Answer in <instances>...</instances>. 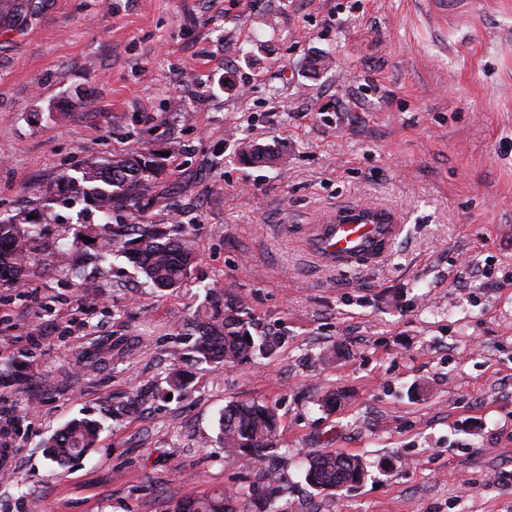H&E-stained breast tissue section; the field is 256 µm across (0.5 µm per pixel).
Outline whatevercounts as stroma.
<instances>
[{
  "label": "stroma",
  "instance_id": "stroma-1",
  "mask_svg": "<svg viewBox=\"0 0 512 512\" xmlns=\"http://www.w3.org/2000/svg\"><path fill=\"white\" fill-rule=\"evenodd\" d=\"M38 2L0 35V217L39 218L27 277L0 287V365L27 366L0 386L14 451L0 512H169L235 493L256 471L218 440L232 401L277 414L289 512H512V0ZM246 144L284 160L242 164ZM149 150L166 160L141 220L198 253L173 292L126 257L98 261L75 235L100 213L57 190ZM361 206L391 212L399 236L376 265L324 266L317 225ZM207 284L284 346L183 362L185 390L113 421L112 401L163 384ZM101 336L120 353L79 366ZM75 417L99 421V440L61 474L41 443ZM338 449L365 479L310 488L298 455Z\"/></svg>",
  "mask_w": 512,
  "mask_h": 512
}]
</instances>
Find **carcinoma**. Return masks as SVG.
<instances>
[{
	"mask_svg": "<svg viewBox=\"0 0 512 512\" xmlns=\"http://www.w3.org/2000/svg\"><path fill=\"white\" fill-rule=\"evenodd\" d=\"M36 10L33 0H0V30L20 29ZM279 158L271 148L252 145L239 153L245 165L263 166ZM160 164L152 152L120 156L92 162L81 176L59 179L57 189L80 198L107 219L103 224L85 226L83 235L93 239L98 259L107 261L121 254L134 265L152 287L174 291L187 282L194 271L197 255L194 241L180 232L171 233L156 224H112L114 210L134 208L147 188L149 178ZM35 224L28 218L0 219V284L18 283L25 276L34 256ZM191 344L190 360L196 364L222 363L236 366L256 357H267L284 343L285 333L265 328L246 311L240 300L213 288L205 289L203 306L186 323L183 333ZM94 364L112 361V338L89 347ZM162 390L150 383L141 385L126 401L112 403V419L122 420L149 401L186 389L187 374L173 369ZM219 440L227 456L244 466L264 461L266 452L280 441V423L273 409L260 404L229 403L218 419ZM99 425L87 418L73 419L50 436L44 444L51 463L64 468L86 455L97 439ZM306 483L318 490L337 489L361 482L366 466L361 457L344 451L309 452L302 462ZM270 503L284 494V481L274 470L265 472ZM231 497L218 495L175 503L170 512H232Z\"/></svg>",
	"mask_w": 512,
	"mask_h": 512,
	"instance_id": "1",
	"label": "carcinoma"
}]
</instances>
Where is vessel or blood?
<instances>
[{
	"label": "vessel or blood",
	"instance_id": "b4317fda",
	"mask_svg": "<svg viewBox=\"0 0 512 512\" xmlns=\"http://www.w3.org/2000/svg\"><path fill=\"white\" fill-rule=\"evenodd\" d=\"M394 232L395 226L387 216L354 223L349 212L343 211L328 223L318 225L313 250L329 264L369 258L382 250Z\"/></svg>",
	"mask_w": 512,
	"mask_h": 512
}]
</instances>
